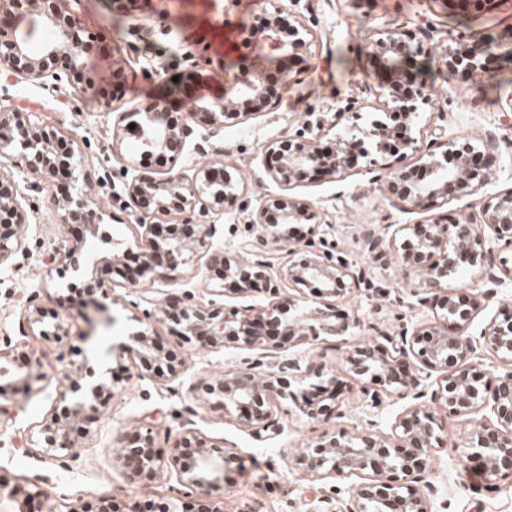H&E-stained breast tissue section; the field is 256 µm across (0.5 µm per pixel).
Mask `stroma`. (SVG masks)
<instances>
[{
  "label": "stroma",
  "mask_w": 512,
  "mask_h": 512,
  "mask_svg": "<svg viewBox=\"0 0 512 512\" xmlns=\"http://www.w3.org/2000/svg\"><path fill=\"white\" fill-rule=\"evenodd\" d=\"M277 7L308 26L313 41L303 62L287 72L272 106L220 129L191 111L176 115L179 125L191 132L185 169L225 166L239 180L238 199L213 217L217 243L225 252L237 254L246 266L257 255H266L272 263L271 280L287 289L280 269L288 263L291 243L263 241L250 222L252 208L280 192L265 176L262 163L269 147L286 136L302 132L328 140L386 118L388 108L377 94L380 79L369 63V41L378 31L413 35L421 45L417 62L434 74L428 88L436 105L417 125L422 150L437 154L443 140H465L485 158V184L468 200L449 199L442 213L452 221L477 217L485 201L512 187V108L507 105L512 99V60L503 59L494 76L478 82L450 74L441 61L458 33L492 41L512 30V0H495L470 12L455 10L452 0H252L246 6L241 0H134L125 13L113 11L112 0H82V21L98 40L86 65L111 97V111H104L97 99L17 79L0 68V89L9 108L75 139L78 185L105 213L95 235L84 225L64 223L70 188L51 175L37 176L22 168L17 145L0 146V175L13 181L26 213L25 223L13 227L23 242L22 253L0 265V368L6 371L0 377V405L18 414L15 425L0 423V483L42 490L52 512H129L136 504L158 512L167 501L177 503L180 512H211V500L187 494L167 471L131 482L118 462L120 439L131 441L147 430L155 447L165 450L188 419L203 435L223 443L232 457L224 472V512H239L246 503L259 512H340L352 481L313 478L296 466L297 455L322 434L339 429L394 439L395 419L412 405L384 391L380 406L369 407L368 381L346 375L358 349L437 321L435 310L420 303L415 281L405 278L392 236L399 225L425 224L431 218L430 212L411 209L396 197L395 173L420 164L412 151L398 156L371 153L336 179L309 180L292 190L310 201L321 219L319 226L301 229L297 240L311 251L342 258L363 274L360 284L335 304L337 314L359 317L352 335H309L290 342L274 335L250 350L228 343L214 351L186 342L167 316L173 296L190 290L200 304L214 299L231 310L263 303L267 293L236 294L203 258L175 271L162 262L148 269L142 264L148 243L137 226L139 209L126 183L135 176L164 177L166 167L133 140L113 139L118 113L144 112L164 102L177 75H197L199 99L218 100L225 78L232 74L229 62L246 50L242 28ZM379 234L383 244L370 249V238ZM65 239L90 255L108 249L132 260L130 273L137 285L116 270H100L110 292L85 303L73 293L79 276L53 257L54 246ZM32 297L45 312L46 333L29 337L21 349L13 340L20 310ZM144 328L164 353L184 360L180 378L160 382L129 375L114 364L112 345ZM290 359L299 360L310 373L344 378L331 414L307 421L302 408L313 388L295 380L290 395L272 405L280 426L277 434L257 441L226 424L208 385L247 361L258 362L257 372L263 375ZM37 365L52 372V381L33 376ZM79 369L105 374L112 395L89 433L76 435L71 452L46 456L37 446L39 426L52 393ZM440 420L445 444L435 449L418 483L427 492L428 512H512V477L472 480L465 471L458 444L471 420L445 413Z\"/></svg>",
  "instance_id": "35a3bbf8"
}]
</instances>
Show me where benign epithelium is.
I'll use <instances>...</instances> for the list:
<instances>
[{"mask_svg":"<svg viewBox=\"0 0 512 512\" xmlns=\"http://www.w3.org/2000/svg\"><path fill=\"white\" fill-rule=\"evenodd\" d=\"M36 13L35 23L47 28L51 38L42 43L39 50L13 25L0 26V66L11 74L43 83L52 80L65 84L75 93L94 95L98 91L95 76L85 68V57L95 46V37L84 27L79 13L61 9L60 0H0V15L13 17ZM290 20V29L296 39L284 42L277 34L281 19ZM272 55L281 59L296 52H303L312 45L311 32L295 16L279 10L271 15V25L261 34ZM371 52L378 54L383 62L393 57L420 52L412 39L396 32L380 34L370 42ZM489 44L459 35L445 50L442 61L457 67L465 62L464 69H480L483 53ZM264 78L260 73L250 77L235 75L225 81L224 99L217 102H196L194 111L201 114L211 126H222L235 121L251 111L249 104L262 103ZM394 104L391 113L401 117L403 126L411 129L417 124L419 105L432 102L431 92L424 86L412 99L399 97L390 87H385ZM151 132L150 148L162 153L169 164L167 175L158 180L134 178L128 185L129 195L141 199L155 195L153 205L142 206L139 215L142 235L149 243V261L160 258L171 270L186 265L197 253L211 249V240L217 234L214 224H196L194 216L215 212L224 205V197L234 194L236 181L224 169H199L191 175L178 168V163L187 151L190 132L178 127L170 120L169 112L161 104L147 111ZM21 128L20 146L27 168L34 172H46L51 168L47 142L50 140L43 127L20 119L19 113L0 107V131ZM268 157L277 162L264 165L265 174L279 184L283 194L269 198L252 216L251 223L260 226L265 236L278 242L287 239L289 224H310L317 217L313 205L302 198L289 194L293 185L315 170L321 169L330 177L341 174L347 167L338 153L326 160L314 139L300 133L288 136L269 150ZM425 164L431 168V180L422 185H413L401 194V201L412 208L430 209L448 200V189L456 187L457 195L468 197L485 182V174H476L461 157L455 166H445L435 155L425 154ZM174 200L177 210L185 214L186 232L157 238L159 225L152 222L158 213L168 210V200ZM281 207L280 223L267 222L271 205ZM0 210L14 216V223H25V215L13 193L0 183ZM75 217L89 223V232L97 230L95 223L101 220L92 202L82 194L68 200L63 222ZM479 224L490 229L493 239L503 249L512 251V188L501 190L486 201L478 213ZM407 230L418 235L417 242L404 240L401 245V266L406 277L419 280L427 299L439 309V319L454 325L448 332L436 326L425 327L412 333L403 332L400 340L387 339V344L376 345L366 350L362 366L357 374L368 376L370 384L387 391L397 392L403 398L414 401L430 397V401L450 414L468 416L482 414V421L470 428L461 439L463 457L481 464L488 478H497L505 473L512 476V370L494 377L489 372L471 363L478 349L484 348L506 360L512 359V321L491 320L476 337L469 332L474 320L473 310L460 308L452 298L450 278L460 260L468 258L470 264L488 269L481 279L482 288L475 293V304L489 302L497 289L512 281V266L498 264L492 250L485 249V240L476 234L474 223L455 225L452 235H445L440 224L402 225L396 233ZM22 240L15 234L0 233V265L8 261L21 248ZM73 265L74 270L88 280L101 283L98 270L112 265V256L98 254L83 255L82 247L62 240L54 248ZM265 263L255 261L257 280L265 283V291L271 296L263 306L252 304L231 312L213 303L204 307L185 303L177 318L182 337L191 342L199 341L206 348L216 351L224 343L240 342L246 347L261 345L267 339L263 331L266 325L280 328L287 341L313 336H347L357 328V319L336 320L332 302L350 292L347 279L355 276L344 265L333 263L318 255L305 256L288 265L286 277L301 289L311 282H319L320 301L311 305L295 294H283L269 282L263 272ZM41 311L33 304L24 306L18 323L20 340H25L34 325L40 322ZM415 358L423 367L445 373L437 388L426 393V385L413 374L398 375L395 365ZM117 363L134 361L141 369L161 380L172 381L183 372V364H166L158 367L161 356L150 341V336L140 330L118 345L113 353ZM455 362V369L448 371V361ZM288 377L302 376L301 365L295 360L280 366L257 380L250 368L239 369L224 375L210 387V394L224 407V417L234 418L238 425L249 429L257 437H263L273 426L270 402L284 394ZM108 390L106 380L91 374H79L69 380L65 390L57 399L58 405L47 414L41 430L40 447L50 456L69 452L74 447V434L89 421L90 414L104 405V392ZM397 439L392 444L370 434H351L345 430L324 435L311 447L296 457V465L319 479L349 480L368 468L374 474L388 475L390 481L383 485L360 483L353 486V493L344 512H427L426 498L412 484L416 471L425 470L426 462L434 449L443 445L442 424L437 409L413 406L396 420ZM197 449L194 462L182 464L183 449ZM228 460L224 448L204 436L197 429L185 427L182 437L176 441L172 451L162 456L153 450L149 435L140 439L136 447H124L122 465L131 474L153 473L158 470L173 472L184 487L202 495H217L224 489V462ZM42 494L21 495V489H6L0 483V512H44Z\"/></svg>","mask_w":512,"mask_h":512,"instance_id":"obj_1","label":"benign epithelium"}]
</instances>
